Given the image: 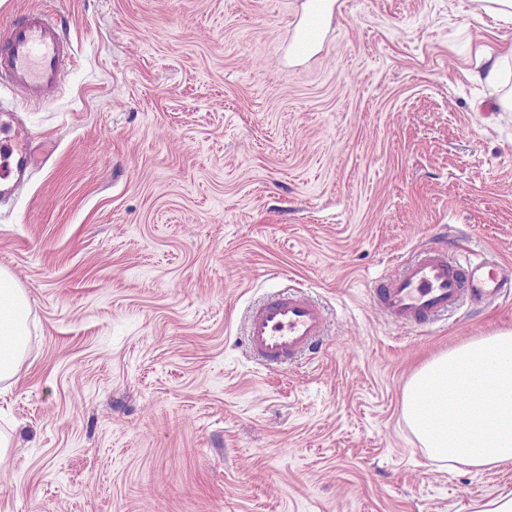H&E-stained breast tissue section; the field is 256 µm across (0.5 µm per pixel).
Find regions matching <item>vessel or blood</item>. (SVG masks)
I'll return each mask as SVG.
<instances>
[{"label": "vessel or blood", "mask_w": 512, "mask_h": 512, "mask_svg": "<svg viewBox=\"0 0 512 512\" xmlns=\"http://www.w3.org/2000/svg\"><path fill=\"white\" fill-rule=\"evenodd\" d=\"M324 12L316 4L290 44L292 54H309L319 39ZM70 48L58 25L40 12L15 18L0 30V82L28 99L42 102L60 83ZM32 162L29 136L12 110L0 109V181L19 184ZM512 293V270L466 252L449 258L436 248L422 249L394 277L373 291L392 319L419 326L455 308L462 300L493 301ZM323 309L308 295L277 292L248 311L244 342L259 361L283 364L308 355L325 334Z\"/></svg>", "instance_id": "vessel-or-blood-1"}]
</instances>
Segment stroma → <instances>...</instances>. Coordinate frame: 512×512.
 Listing matches in <instances>:
<instances>
[{
    "label": "stroma",
    "mask_w": 512,
    "mask_h": 512,
    "mask_svg": "<svg viewBox=\"0 0 512 512\" xmlns=\"http://www.w3.org/2000/svg\"><path fill=\"white\" fill-rule=\"evenodd\" d=\"M0 0L71 46L44 103L0 84L38 165L0 198L30 338L0 428V512H473L512 466L427 458L401 417L423 363L512 331V302L408 327L372 296L425 247L512 267V24L471 0ZM288 287L315 357L243 342ZM316 2L315 8L308 14L301 25L298 35L290 43V52L294 55L303 56L309 54L319 39L324 2L328 1Z\"/></svg>",
    "instance_id": "1"
}]
</instances>
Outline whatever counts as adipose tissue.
<instances>
[{"label":"adipose tissue","instance_id":"adipose-tissue-1","mask_svg":"<svg viewBox=\"0 0 512 512\" xmlns=\"http://www.w3.org/2000/svg\"><path fill=\"white\" fill-rule=\"evenodd\" d=\"M29 300L0 269V391L27 351ZM403 417L425 455L452 468L512 464V332L457 345L420 366L403 389Z\"/></svg>","mask_w":512,"mask_h":512}]
</instances>
